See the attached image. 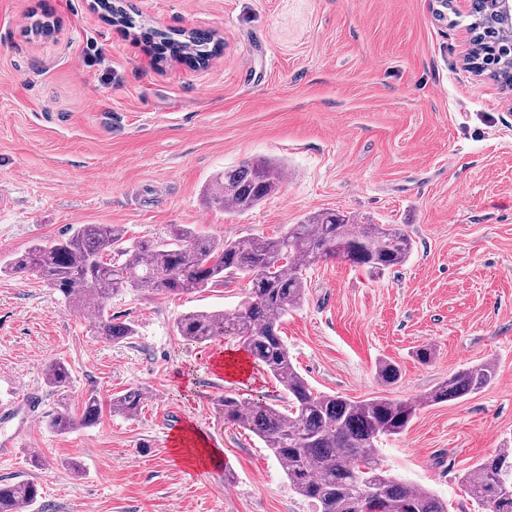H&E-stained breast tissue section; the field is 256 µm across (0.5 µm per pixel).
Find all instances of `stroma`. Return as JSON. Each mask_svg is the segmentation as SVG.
I'll use <instances>...</instances> for the list:
<instances>
[{"instance_id": "stroma-1", "label": "stroma", "mask_w": 512, "mask_h": 512, "mask_svg": "<svg viewBox=\"0 0 512 512\" xmlns=\"http://www.w3.org/2000/svg\"><path fill=\"white\" fill-rule=\"evenodd\" d=\"M167 33L213 34L206 63L159 56L112 24L94 0H0V266L76 224H118L127 237H167L184 224L218 239L273 237L335 209L399 225L405 265L368 274L330 260L306 270V295L281 325L297 370L316 391L357 400L412 399L448 375L494 362L481 392L418 410L383 438L388 473L429 489L449 512H482L460 479L512 448V92L466 64V0H122ZM46 22L51 34L36 31ZM266 158L280 191L242 213L210 203L219 172ZM249 280L188 295L136 288L112 298L136 336L112 344L36 272L0 269V402L43 396L40 422L0 418V482L30 480V512H313L248 430L225 422L230 392L281 405L286 395L232 338L182 339L176 319L238 309ZM434 353L416 357L423 345ZM62 359L72 381L49 388ZM401 368L376 378L378 361ZM137 390L128 419L103 413L66 434L48 421L82 397ZM194 429L219 458L176 460L169 430ZM46 459L30 466L28 449ZM80 462L73 471L71 462ZM44 375L47 385L52 389L61 390L69 387L71 376L67 365L60 360H52L45 364Z\"/></svg>"}]
</instances>
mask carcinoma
Listing matches in <instances>:
<instances>
[{
	"mask_svg": "<svg viewBox=\"0 0 512 512\" xmlns=\"http://www.w3.org/2000/svg\"><path fill=\"white\" fill-rule=\"evenodd\" d=\"M117 24L157 41L160 55H188L206 62L214 54L210 38L181 30L160 32L113 5ZM473 47L467 64L476 72L491 70L503 86H512V35L494 16L493 0H472ZM283 167L270 160L246 161L226 169L207 189L213 203L244 213L278 192ZM413 242L394 224H360L336 210L311 214L276 237L219 240L182 224L167 240L125 238L117 224H79L49 244H35L6 263L15 273L32 270L79 312L93 307L95 334L120 343L136 334L135 325L109 313L107 302L128 288L153 294L182 295L222 287L241 276L250 279V296L233 312L196 311L175 321L179 336L204 342L231 336L253 362L282 386L288 404L276 407L261 400L242 401L226 394L217 400L224 420L254 433L273 453L292 490L313 512H360L366 495L381 512H448V503L428 489L398 481L383 470L377 446L384 437L403 433L417 410L457 400L487 387L496 375L485 361L452 373L419 399L374 397L352 400L314 391L293 365L280 327L288 311L303 302L304 272L338 259L369 274L404 265ZM47 385L69 387L71 376L60 360L45 364ZM400 368L381 360L376 377L383 385L400 379ZM142 394L128 391L112 398L109 410L132 417ZM104 407L96 392L86 394L80 417L56 411L49 426L65 433L93 425ZM466 494L486 512H512V448H501L461 478ZM31 481L0 484V512H22L37 501Z\"/></svg>",
	"mask_w": 512,
	"mask_h": 512,
	"instance_id": "obj_1",
	"label": "carcinoma"
}]
</instances>
